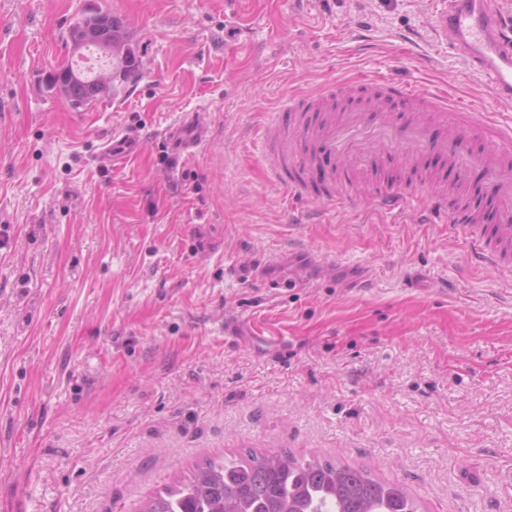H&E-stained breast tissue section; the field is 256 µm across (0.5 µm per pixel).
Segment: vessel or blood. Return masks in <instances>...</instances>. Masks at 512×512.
<instances>
[{"label": "vessel or blood", "mask_w": 512, "mask_h": 512, "mask_svg": "<svg viewBox=\"0 0 512 512\" xmlns=\"http://www.w3.org/2000/svg\"><path fill=\"white\" fill-rule=\"evenodd\" d=\"M434 26L440 42L486 77L500 100L512 102V0H447L435 15ZM359 86L364 93L385 99L386 108L352 110L339 120L312 119L293 141L283 131L282 120L269 121L264 142L276 181L289 195L301 194L300 175L319 152L338 157L346 166L362 165L377 154L448 156L453 176L484 171L496 224L479 223L469 209L449 210L445 197L425 183L383 185L374 204L388 213L409 214L417 224H448L464 236L476 264L489 269L512 266V113L466 112L452 97L423 93L384 77L364 79ZM394 104L416 110L414 122L397 120L390 110ZM433 122L445 128V137L429 135L427 126ZM163 137L175 153L191 154L207 141L208 126L197 114L188 113ZM140 148L139 138L119 135L103 147L101 158L117 169Z\"/></svg>", "instance_id": "b4317fda"}]
</instances>
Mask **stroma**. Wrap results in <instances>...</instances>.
I'll use <instances>...</instances> for the list:
<instances>
[{"mask_svg":"<svg viewBox=\"0 0 512 512\" xmlns=\"http://www.w3.org/2000/svg\"><path fill=\"white\" fill-rule=\"evenodd\" d=\"M436 0H0V512H142L206 458L363 466L421 512H512V273L444 224L374 210L446 159L376 158L323 206L267 174L260 128L367 75L511 112L433 32ZM126 20L140 62L77 111L48 93L71 23ZM209 127L175 155L161 132ZM143 137L120 170L99 152ZM494 221L478 171L437 186ZM424 278L423 290L405 276ZM162 136L176 154H192L208 140V126L197 114L188 113Z\"/></svg>","mask_w":512,"mask_h":512,"instance_id":"35a3bbf8","label":"stroma"}]
</instances>
